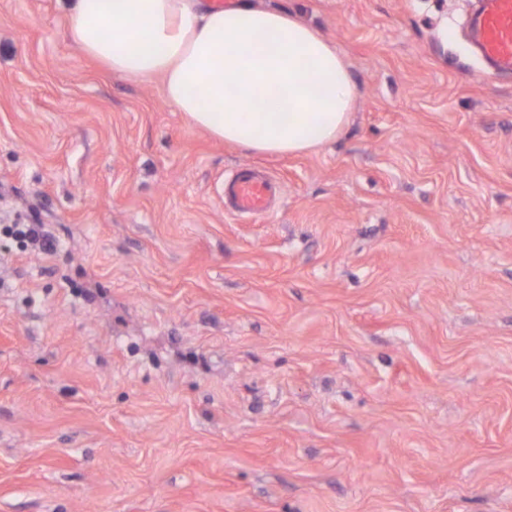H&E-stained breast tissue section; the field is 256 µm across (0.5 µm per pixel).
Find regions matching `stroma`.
I'll list each match as a JSON object with an SVG mask.
<instances>
[{"label":"stroma","instance_id":"stroma-1","mask_svg":"<svg viewBox=\"0 0 512 512\" xmlns=\"http://www.w3.org/2000/svg\"><path fill=\"white\" fill-rule=\"evenodd\" d=\"M316 28L341 136L212 137L0 0V512H512V74L471 0H254ZM281 183L224 210V177ZM280 186L253 166L239 167L224 177V209L232 214H260L268 210Z\"/></svg>","mask_w":512,"mask_h":512}]
</instances>
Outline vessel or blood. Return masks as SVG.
<instances>
[{
    "label": "vessel or blood",
    "mask_w": 512,
    "mask_h": 512,
    "mask_svg": "<svg viewBox=\"0 0 512 512\" xmlns=\"http://www.w3.org/2000/svg\"><path fill=\"white\" fill-rule=\"evenodd\" d=\"M478 56L497 73H512V0H477L467 21ZM280 187L263 171L243 166L224 179V208L232 214L268 210Z\"/></svg>",
    "instance_id": "b4317fda"
}]
</instances>
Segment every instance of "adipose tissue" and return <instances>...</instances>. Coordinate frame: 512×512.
<instances>
[{"instance_id": "ef3b65f1", "label": "adipose tissue", "mask_w": 512, "mask_h": 512, "mask_svg": "<svg viewBox=\"0 0 512 512\" xmlns=\"http://www.w3.org/2000/svg\"><path fill=\"white\" fill-rule=\"evenodd\" d=\"M68 35L113 72L162 75L167 101L211 136L265 154L335 141L356 86L343 59L293 14L237 0H69Z\"/></svg>"}]
</instances>
